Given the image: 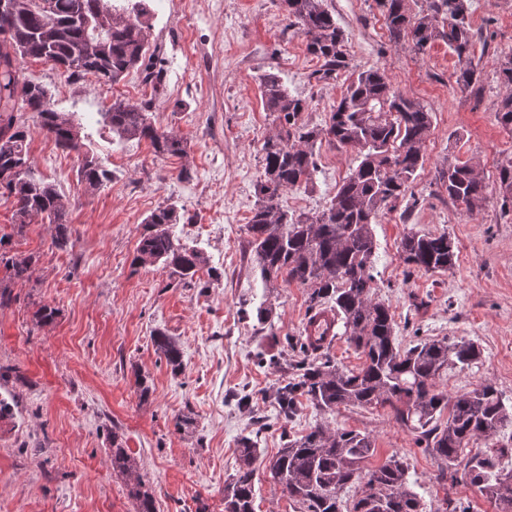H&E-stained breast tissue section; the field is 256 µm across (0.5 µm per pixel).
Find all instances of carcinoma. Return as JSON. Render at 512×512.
<instances>
[{"instance_id": "1", "label": "carcinoma", "mask_w": 512, "mask_h": 512, "mask_svg": "<svg viewBox=\"0 0 512 512\" xmlns=\"http://www.w3.org/2000/svg\"><path fill=\"white\" fill-rule=\"evenodd\" d=\"M407 0H376L392 39L411 38L415 48L436 41L448 44L460 65L456 84L471 87L479 77L474 64L470 23L472 0H428L417 13ZM306 38L310 55L323 61L326 78L345 64V34L324 0H280ZM145 0L125 5L120 0H0V189L13 197L17 226L41 223L57 228L54 244H71L67 205L55 187L31 176L29 127L20 121L30 112L37 128L61 149L80 157L79 181L87 192L112 181V172L98 157L83 150L68 114L55 108L45 86L28 79L27 59L52 61L71 80L88 75L113 85L136 69L149 83L161 82L162 72L148 54ZM509 88L498 106V119L512 126V55L500 64ZM264 111L282 122V131L262 145L264 172L257 181V201L247 224L249 246L265 287L297 284L307 289L309 311L332 304L344 336L364 357L356 370L346 369L318 354L304 342L291 347L288 381L275 391L279 412L294 414L299 398L309 400L323 414L341 407L388 405L396 422L410 432L417 446L438 462L436 479L483 491L498 512H512V461L509 449L489 441L512 428V406L486 380L477 388L450 396L437 381L456 371L484 364L479 347L463 337L420 338L410 347L396 343L395 321L389 306L378 299L375 284L376 240L373 225L404 199L423 168V147L433 127V112L408 96L377 67L349 77L343 95L329 112L325 126L298 123L305 102L288 93L280 78H261ZM150 103L114 99L99 112L101 123L126 138L147 139L161 156H183V142L160 131L148 116ZM326 141L339 151H353L356 167L349 170L336 195L315 213H292L281 204L283 193L306 187L318 169L316 145ZM499 187L512 197V161L500 166ZM448 198L471 212L487 201L486 186L476 166L448 161L438 171ZM177 205L153 210L144 220L132 266L162 263L170 276L191 281L201 270L217 281L221 273L209 257L175 234ZM400 256L407 265L426 272H446L455 266L456 252L448 233L409 231L401 240ZM33 255L0 252V264L10 277L29 279ZM156 350L177 374L182 352L166 334L155 337ZM488 444L476 448L479 441ZM112 469L133 475L137 462L112 438ZM367 433L332 428L318 420L301 435H290L271 463L273 478L294 512H422V498L409 487L408 465L393 454L372 468L375 455ZM257 441H238L234 472L224 481V512H254ZM130 494L138 512H156L155 502L141 479Z\"/></svg>"}]
</instances>
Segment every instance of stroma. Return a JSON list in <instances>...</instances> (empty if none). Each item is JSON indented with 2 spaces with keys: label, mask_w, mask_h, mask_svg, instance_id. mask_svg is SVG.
Here are the masks:
<instances>
[{
  "label": "stroma",
  "mask_w": 512,
  "mask_h": 512,
  "mask_svg": "<svg viewBox=\"0 0 512 512\" xmlns=\"http://www.w3.org/2000/svg\"><path fill=\"white\" fill-rule=\"evenodd\" d=\"M183 2L150 0L148 42L163 70L161 84L144 82L137 71L112 86L91 76L74 83L51 63L23 64L58 109L72 113L112 181L85 193L76 154L62 152L27 119L31 173L67 201L74 246L55 247L51 224L16 228L13 200L0 192V235L10 236V252L37 259L32 277L12 282L13 300L0 307V398L13 412L0 422V512H137L129 489L138 479L157 512H224V481L244 435L257 438L263 458L254 476L255 512H293L268 462L285 434L305 433L317 412L303 400L291 420H275L274 392L288 378V342L305 337L306 291L264 287L248 246L261 147L280 130L261 100L259 78L266 73L306 101L301 120L310 126H324L350 73L372 67L431 109L420 174L374 226L377 293L402 346L448 336L481 347V369L450 375L440 389L454 395L488 379L512 404V199L498 183L499 166L512 161V126H502L496 112L508 92L498 64L512 54V0H474L481 77L465 92L447 44L419 51L410 38L391 39L375 0H325L345 33L347 63L325 80L316 79L320 61L276 0H194L191 16ZM116 97L151 101L153 124L180 136L185 156H156L150 141L99 124V112ZM316 152L312 184L282 198L288 210L321 211L357 164L354 152L325 142ZM450 158L480 163L488 196L480 212L468 214L440 188L437 170ZM170 199L180 209L183 241L203 249L221 273L209 287L174 282L159 263L131 266L144 218ZM412 229L448 233L455 266L434 274L407 266L398 247ZM43 304L58 315L40 327L33 313ZM262 304L273 310L266 324L255 317ZM158 331L181 348V373L160 360ZM141 375L151 388L145 401ZM183 415L191 426L175 429ZM328 420L373 435L371 465L405 456L409 485L425 512H441L449 499L469 512H497L477 488H443L434 459L416 447L390 407L343 409ZM116 438L137 459V476L113 471Z\"/></svg>",
  "instance_id": "stroma-1"
}]
</instances>
